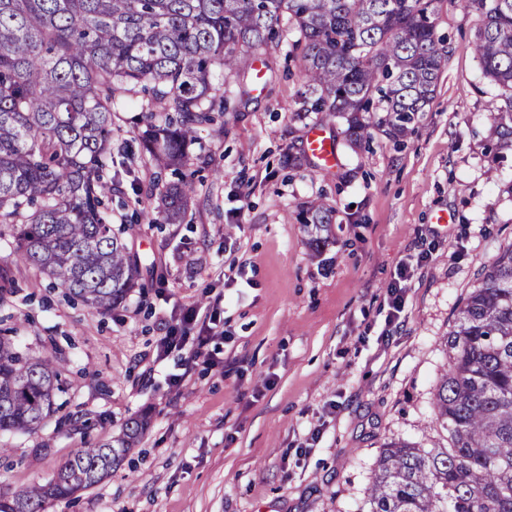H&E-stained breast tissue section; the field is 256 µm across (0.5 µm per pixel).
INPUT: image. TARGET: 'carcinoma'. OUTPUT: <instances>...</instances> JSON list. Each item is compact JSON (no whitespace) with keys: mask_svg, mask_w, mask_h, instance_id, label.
I'll use <instances>...</instances> for the list:
<instances>
[{"mask_svg":"<svg viewBox=\"0 0 512 512\" xmlns=\"http://www.w3.org/2000/svg\"><path fill=\"white\" fill-rule=\"evenodd\" d=\"M441 0H0V224L17 260L101 314L141 287L139 255L112 225V112L140 89L143 149L179 169L214 122L215 69L237 72L272 42L283 16L304 40L298 112L345 124L352 144L386 128L413 131L447 56ZM479 17L474 50L499 90L498 149L512 151V0H463ZM195 192L183 178L159 193L175 224ZM321 254L333 210H305ZM448 366L433 398L446 448L391 442L379 455L368 512H512V246L486 268L444 339ZM61 371L0 335V434H34L56 411ZM148 425L79 449L44 484L0 490V512H44L117 469Z\"/></svg>","mask_w":512,"mask_h":512,"instance_id":"carcinoma-1","label":"carcinoma"}]
</instances>
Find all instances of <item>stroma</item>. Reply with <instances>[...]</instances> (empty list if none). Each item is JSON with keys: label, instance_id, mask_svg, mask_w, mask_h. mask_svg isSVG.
Wrapping results in <instances>:
<instances>
[{"label": "stroma", "instance_id": "35a3bbf8", "mask_svg": "<svg viewBox=\"0 0 512 512\" xmlns=\"http://www.w3.org/2000/svg\"><path fill=\"white\" fill-rule=\"evenodd\" d=\"M478 25L459 0H441L448 56L401 145L378 130L354 146L337 122L298 116L296 30L248 74L216 76L226 93L189 149L195 197L179 224L158 221L156 196L175 176L143 155L131 122L143 96L131 94L112 118L109 208L113 224L136 226L144 290L102 315L0 243V272L16 285L0 329L60 364L62 411L88 424L51 419L0 437V488L45 483L140 414L149 424L123 464L45 512H361L385 442L446 445L432 413L442 341L484 266L512 246V157L490 153L498 89L474 53ZM317 124L337 167L308 152ZM317 201L335 222L316 258L299 215ZM402 269L404 310L390 329L386 290ZM190 311L192 339L209 335L196 361L192 339L160 344Z\"/></svg>", "mask_w": 512, "mask_h": 512}]
</instances>
